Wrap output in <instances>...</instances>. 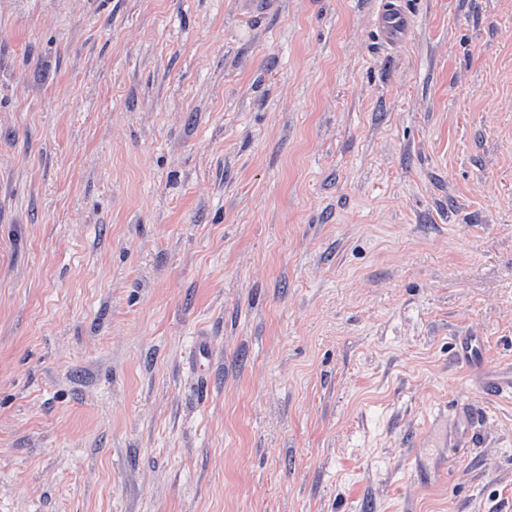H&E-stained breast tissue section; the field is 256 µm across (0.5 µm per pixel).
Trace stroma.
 <instances>
[{
    "instance_id": "1",
    "label": "stroma",
    "mask_w": 512,
    "mask_h": 512,
    "mask_svg": "<svg viewBox=\"0 0 512 512\" xmlns=\"http://www.w3.org/2000/svg\"><path fill=\"white\" fill-rule=\"evenodd\" d=\"M382 2L0 0V512H512V0ZM379 23L384 29L387 40L393 43L403 41L410 32L409 20L395 12H389L381 16Z\"/></svg>"
}]
</instances>
